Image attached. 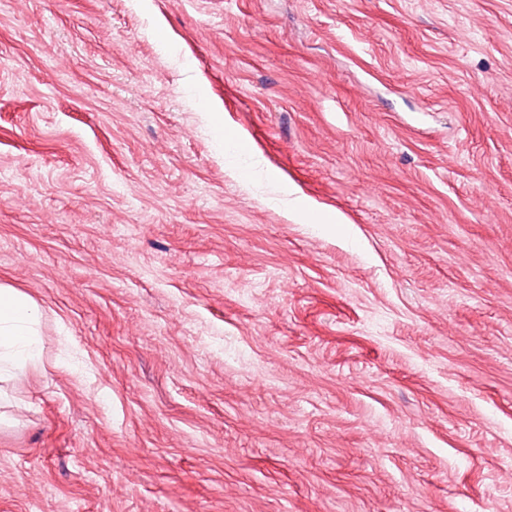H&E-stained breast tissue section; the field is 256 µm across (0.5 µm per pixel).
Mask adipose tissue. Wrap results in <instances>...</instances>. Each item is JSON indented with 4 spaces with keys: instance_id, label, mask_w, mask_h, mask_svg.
Returning <instances> with one entry per match:
<instances>
[{
    "instance_id": "obj_1",
    "label": "adipose tissue",
    "mask_w": 512,
    "mask_h": 512,
    "mask_svg": "<svg viewBox=\"0 0 512 512\" xmlns=\"http://www.w3.org/2000/svg\"><path fill=\"white\" fill-rule=\"evenodd\" d=\"M35 302L13 288L0 287V377L22 374L37 358Z\"/></svg>"
}]
</instances>
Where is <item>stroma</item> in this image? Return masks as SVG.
Masks as SVG:
<instances>
[{"label":"stroma","instance_id":"1","mask_svg":"<svg viewBox=\"0 0 512 512\" xmlns=\"http://www.w3.org/2000/svg\"><path fill=\"white\" fill-rule=\"evenodd\" d=\"M0 512H512V0H0ZM38 322V308L30 297L0 286V380L4 374H22L35 362Z\"/></svg>","mask_w":512,"mask_h":512}]
</instances>
